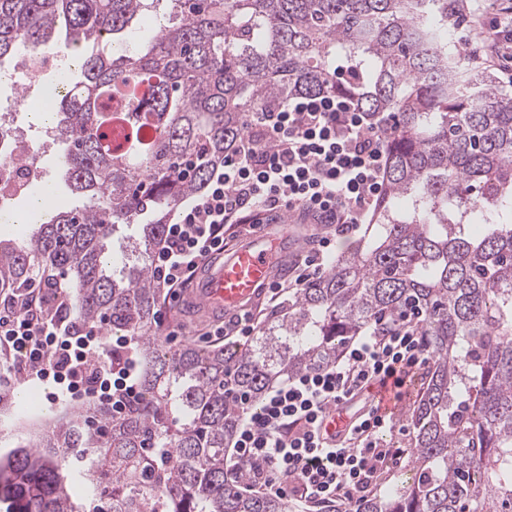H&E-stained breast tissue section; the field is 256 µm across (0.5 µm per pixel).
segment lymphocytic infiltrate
Listing matches in <instances>:
<instances>
[{
  "label": "lymphocytic infiltrate",
  "instance_id": "obj_1",
  "mask_svg": "<svg viewBox=\"0 0 512 512\" xmlns=\"http://www.w3.org/2000/svg\"><path fill=\"white\" fill-rule=\"evenodd\" d=\"M479 44L471 58L499 66L512 82V4L494 19L476 15ZM388 118L363 111L350 95L299 94L262 112L251 113L242 136L205 190L167 224L152 256L159 286L178 294L204 257L224 246V227L260 224L263 214L298 210L300 217L336 227L306 256L288 283L269 289L271 301L290 300L323 273L320 255L336 236L359 233L372 223L388 165ZM46 291L30 292L23 302L0 305V350L14 362L0 369V386L12 382L13 369L27 379L50 381L51 401L96 398L123 416L140 396L132 361H119L129 345L125 336L101 333L100 326L71 320L66 305L45 316ZM430 352L414 313L403 312L393 327L347 342L340 359L303 371L270 388L259 405L237 397L239 422L231 445L236 466L248 470L254 485L272 496L291 490L301 501L354 502L367 498L383 465L396 462L401 449L382 439L395 425L393 414L362 422L349 443L322 451L319 418L337 401L374 381H412Z\"/></svg>",
  "mask_w": 512,
  "mask_h": 512
}]
</instances>
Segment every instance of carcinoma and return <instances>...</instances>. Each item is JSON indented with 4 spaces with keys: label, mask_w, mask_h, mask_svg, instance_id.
<instances>
[{
    "label": "carcinoma",
    "mask_w": 512,
    "mask_h": 512,
    "mask_svg": "<svg viewBox=\"0 0 512 512\" xmlns=\"http://www.w3.org/2000/svg\"><path fill=\"white\" fill-rule=\"evenodd\" d=\"M465 0H0V63L59 44L81 55L61 81L55 140L83 199L28 238L0 240V288L36 270L72 274L81 320L136 338L142 396L55 424L0 451V512H83L69 448L95 452L83 484L111 480L107 512H290L227 482L238 413L231 378L259 403L270 385L338 357L384 314L423 313L432 354L412 412L413 483L345 511L500 512L512 505V89L462 66ZM153 81L150 96L135 92ZM305 93H348L390 117L374 235L266 319L244 349L161 353L150 262L167 213L199 193L251 112ZM138 224L124 262L107 254ZM478 225L483 232H467Z\"/></svg>",
    "instance_id": "1"
}]
</instances>
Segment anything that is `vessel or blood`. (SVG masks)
<instances>
[{
    "label": "vessel or blood",
    "instance_id": "obj_1",
    "mask_svg": "<svg viewBox=\"0 0 512 512\" xmlns=\"http://www.w3.org/2000/svg\"><path fill=\"white\" fill-rule=\"evenodd\" d=\"M278 219L275 232L258 231L201 262L181 300L189 315L220 320L239 313L264 296L281 271L276 259L281 242L294 239L300 251L306 246L303 237L294 236L288 214H279ZM394 404V387L390 384L375 385L342 400L322 423L328 445H335L363 420L376 416L379 410L393 409Z\"/></svg>",
    "mask_w": 512,
    "mask_h": 512
}]
</instances>
